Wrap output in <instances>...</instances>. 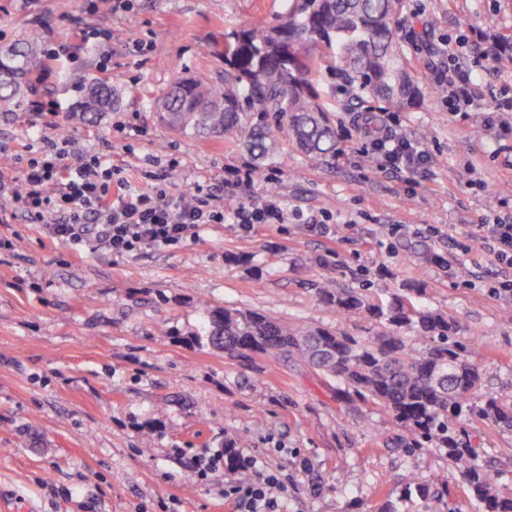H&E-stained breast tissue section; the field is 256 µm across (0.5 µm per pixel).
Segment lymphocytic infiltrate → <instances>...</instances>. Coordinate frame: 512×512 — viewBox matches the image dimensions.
<instances>
[{
  "instance_id": "1",
  "label": "lymphocytic infiltrate",
  "mask_w": 512,
  "mask_h": 512,
  "mask_svg": "<svg viewBox=\"0 0 512 512\" xmlns=\"http://www.w3.org/2000/svg\"><path fill=\"white\" fill-rule=\"evenodd\" d=\"M451 66L441 81L448 88L450 111L462 112L478 98L472 73L454 65V52H446ZM383 120L386 134L372 139L370 150L379 166L409 174L421 172L428 158L421 144L399 133L400 119L391 112L374 116L357 113L355 127ZM145 170L112 167L104 154L70 155L58 141H44L38 156L30 158L18 177L0 175V196L9 195L29 223L43 225L48 236L74 246L96 243L115 257L145 248H168L195 239L204 224L229 223L247 231L257 224H284L288 207L275 194L262 202L241 204L231 211L210 208L207 194L193 201L167 193L150 182ZM254 455H237L236 465L257 473L254 482L225 488L238 512H279L276 498L285 485L276 473L260 469Z\"/></svg>"
}]
</instances>
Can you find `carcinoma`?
Listing matches in <instances>:
<instances>
[{"label":"carcinoma","mask_w":512,"mask_h":512,"mask_svg":"<svg viewBox=\"0 0 512 512\" xmlns=\"http://www.w3.org/2000/svg\"><path fill=\"white\" fill-rule=\"evenodd\" d=\"M405 0H284L273 24H254L224 35L218 81L187 78L174 82L158 99L162 118L173 131L237 143L252 168L274 164V137L316 165L336 157L339 139L331 111L317 88L324 70L343 82L350 100L373 111L417 105L420 75L410 64L397 31ZM40 52L37 34L0 49V109L12 107L24 75ZM114 90L94 84L82 112L112 105ZM323 302L342 314L366 309L381 330L370 340L303 323H285L263 312L205 307L204 338L231 355L292 357L334 378L362 401L382 407L414 435L413 447L438 439L454 460L478 512H512V497L499 494L464 439L466 429L448 426V417L472 412L470 401L483 387L472 344L457 337L455 317L426 309L412 297L386 308L361 293L329 282L319 289ZM427 340L416 349L406 333ZM482 417L512 427V403L488 398Z\"/></svg>","instance_id":"carcinoma-1"}]
</instances>
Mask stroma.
Instances as JSON below:
<instances>
[{
	"label": "stroma",
	"mask_w": 512,
	"mask_h": 512,
	"mask_svg": "<svg viewBox=\"0 0 512 512\" xmlns=\"http://www.w3.org/2000/svg\"><path fill=\"white\" fill-rule=\"evenodd\" d=\"M400 40L424 73L423 98L400 111V129L430 160L408 178L368 166L369 138L349 122L338 81L318 88L334 111L335 159L316 166L283 146L274 181L254 175L236 144L169 130L158 97L184 77H218L226 33L264 22L282 0H0V47L38 32L73 42L78 29L107 28L111 43L63 59L41 87L56 102L50 123L28 99L0 112V169L19 176L44 140L98 151L116 168L154 172L167 191L196 187L237 202L278 194L284 224H205L196 240L113 257L94 245L50 239L0 196V512H236L224 468L200 479L191 456L236 442L288 481L284 512H475L445 448L412 447V434L381 407L345 395L340 383L292 359L231 358L201 339L202 304L258 310L368 338L369 315L337 316L323 282L376 304L419 289L422 305L456 317L475 342L485 396L512 400V303L489 293L491 263L480 245L455 258L452 240L481 225L512 224V60L483 54L512 29V0H406ZM467 36L460 65L476 64L483 95L473 111L448 109L436 83L441 41ZM109 56L111 111L73 119L98 63ZM328 218L308 231L309 215ZM450 258L437 266L434 254ZM465 428L500 494L512 495V428L467 417ZM310 469H303V462ZM428 485L429 497L416 494Z\"/></svg>",
	"instance_id": "35a3bbf8"
}]
</instances>
